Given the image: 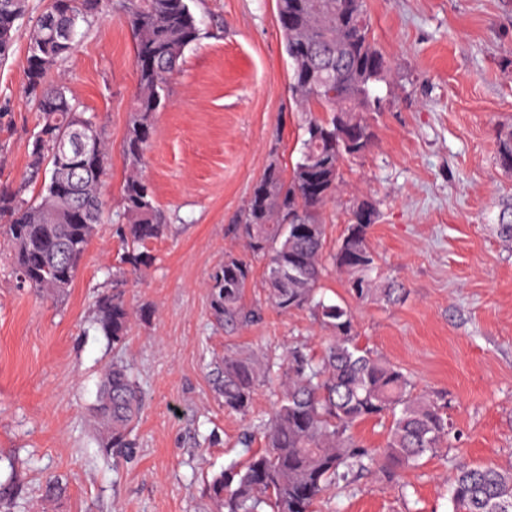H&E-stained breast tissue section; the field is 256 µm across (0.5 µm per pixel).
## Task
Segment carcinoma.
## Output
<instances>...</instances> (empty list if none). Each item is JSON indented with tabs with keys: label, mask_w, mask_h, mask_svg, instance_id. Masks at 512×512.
<instances>
[{
	"label": "carcinoma",
	"mask_w": 512,
	"mask_h": 512,
	"mask_svg": "<svg viewBox=\"0 0 512 512\" xmlns=\"http://www.w3.org/2000/svg\"><path fill=\"white\" fill-rule=\"evenodd\" d=\"M27 0H0V62L8 59ZM104 0H50L35 20L23 84L36 108L28 181L41 180L37 195L26 187L0 190V240L7 243L19 286L61 297L71 288L79 263L102 223L101 186L110 147L93 115L68 88L48 80L71 55L78 27L102 14ZM134 37L138 74L123 154L128 175L121 209L112 223L126 244L112 271V292L96 300L93 323L112 344L128 337L133 310L122 288L127 274L149 266L143 247L163 237L168 217L144 174L155 116L165 106L168 84L180 70L185 50L200 36L187 0H124ZM285 51L291 66L293 107L304 116L299 157L286 175L268 167L253 186L235 232L250 255L224 258L213 276L214 310L224 325L242 329L261 319L262 308L244 302L252 262L265 264V299L283 314L306 310L330 334L321 356L296 344L279 357L226 353L216 363L215 384L224 409L247 415L258 386L276 383L274 410L240 436L248 449L208 482L219 512H315L336 486L353 484L377 468L391 475L416 468L452 432L448 402L417 391L401 367L358 342L356 306L395 304L404 284H381L368 241L376 223L375 202L353 207L346 232L327 248L323 211L336 198L340 166L374 145L367 114L376 111L374 85L390 61L371 38L365 0H276ZM497 164L512 170V129L499 133ZM345 275L348 299L319 295L326 265ZM142 411L131 368L121 362L104 371L95 419L105 452L122 453ZM393 416L385 448L364 447L351 434L360 421ZM265 446L251 449L256 434ZM452 512H512V466L464 465L450 477Z\"/></svg>",
	"instance_id": "1"
}]
</instances>
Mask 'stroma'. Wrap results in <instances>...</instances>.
I'll list each match as a JSON object with an SVG mask.
<instances>
[{
	"label": "stroma",
	"mask_w": 512,
	"mask_h": 512,
	"mask_svg": "<svg viewBox=\"0 0 512 512\" xmlns=\"http://www.w3.org/2000/svg\"><path fill=\"white\" fill-rule=\"evenodd\" d=\"M110 0L61 71L112 146L104 223L66 295L18 287L0 261V512H214L205 484L246 450L248 419L225 411L210 369L225 351L321 353L309 312L265 308L225 330L210 303L212 276L241 254L236 218L270 164L291 169L301 116L290 111V67L275 0H191L199 40L158 112L145 173L171 218L129 276L125 298L150 306L121 350L92 324L124 252L112 217L137 85L134 38ZM0 62V188L21 183L35 107L22 85L31 18ZM372 36L391 70L370 113L375 143L344 161L346 190L324 211L327 240L353 205L376 202L370 245L384 278L404 282L396 305L358 307L361 345L401 366L418 391L448 399L446 446L394 478L380 471L336 489L317 512H451L449 475L464 463L512 465V242L496 231L512 205V171L496 163L512 128V0H366ZM133 364L145 397L131 448L106 455L91 417L104 367ZM59 482L45 498L47 480Z\"/></svg>",
	"instance_id": "35a3bbf8"
}]
</instances>
